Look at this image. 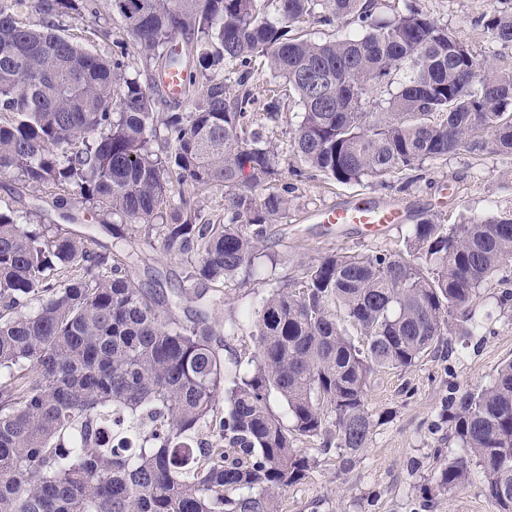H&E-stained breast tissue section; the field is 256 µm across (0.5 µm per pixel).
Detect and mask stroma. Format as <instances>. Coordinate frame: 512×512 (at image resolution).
Returning <instances> with one entry per match:
<instances>
[{"instance_id": "35a3bbf8", "label": "stroma", "mask_w": 512, "mask_h": 512, "mask_svg": "<svg viewBox=\"0 0 512 512\" xmlns=\"http://www.w3.org/2000/svg\"><path fill=\"white\" fill-rule=\"evenodd\" d=\"M381 16L415 9L448 25L478 57L490 66L512 70V49L495 42L480 18L494 6L493 0H378ZM303 109L289 104L279 124L270 126L268 138L279 157L282 181H292L289 170L296 160L290 146L292 131ZM422 178L411 187L393 181L391 187L374 184L343 185L310 172L295 182L286 215L268 225V254L258 259L244 281L208 283L197 288L186 280L187 267L180 258L160 247L156 238L125 228L122 243L99 223L90 204L73 196L67 211L52 204L49 191L25 187L15 176H0V199L8 202L22 222L49 224L85 236L98 251L120 246L132 255L131 277L141 288L159 294L174 305L180 320L205 313L216 327L238 320L240 330L224 337L226 356L251 358L256 352L249 313L271 288L295 276L302 263L331 251L352 250L365 254L402 247L414 224L423 218L444 216L446 223L473 214L485 217L512 207V156L485 155L476 161L460 152L443 162H427ZM362 197L375 202L395 201L409 215L407 222L391 225L372 236L359 224H321V211ZM500 291L482 292L478 312L490 313L484 328L471 336L452 339L453 355L428 356L408 368L377 373L368 389L367 406L376 420L367 448L345 463L341 450L324 446L322 439L298 440L316 463L307 476L288 487L279 500V512H495L480 473H473L463 487L434 496L423 495L441 464L462 455L450 434L448 401L453 393L488 385L500 364L512 360V303L500 305Z\"/></svg>"}]
</instances>
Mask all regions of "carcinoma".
Instances as JSON below:
<instances>
[{"mask_svg": "<svg viewBox=\"0 0 512 512\" xmlns=\"http://www.w3.org/2000/svg\"><path fill=\"white\" fill-rule=\"evenodd\" d=\"M269 2L273 15L264 0H112L144 59L142 82L127 73V44L91 49L112 40L109 23L82 43L66 34L67 19L97 13L92 0H0V174L54 190L59 209L77 193L114 224L158 227L188 279L205 283L233 281L263 257L267 226L286 215L292 186L277 185L265 129L290 91L303 107L297 178L310 169L386 188L461 150L512 155V71L447 25L415 10L382 18L376 0ZM499 2L508 7L481 21L512 48V0ZM29 11L38 21L24 20ZM314 16L359 34L290 35ZM259 61L273 79L261 114L251 90L231 97L224 83L226 64L242 84ZM174 67L178 96L165 83ZM186 185L224 186V223ZM509 258L511 207L423 219L400 254L315 258L251 313L257 352L244 362L224 356L207 318L187 324L160 309L130 261L72 232L31 230L0 204V512H277L315 463L296 442L334 438L348 460L368 447L372 376L483 328L476 301ZM58 266L79 275L53 283ZM32 299L39 308L24 311ZM451 408L464 454L425 493L464 485L476 466L496 512H512V361ZM204 428L218 436L208 448L197 444Z\"/></svg>", "mask_w": 512, "mask_h": 512, "instance_id": "cac0c4a2", "label": "carcinoma"}]
</instances>
